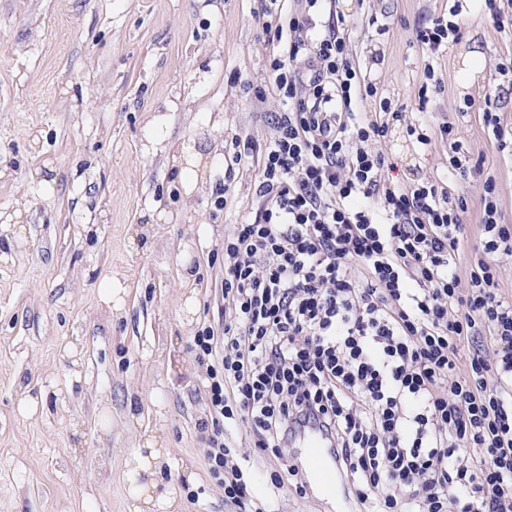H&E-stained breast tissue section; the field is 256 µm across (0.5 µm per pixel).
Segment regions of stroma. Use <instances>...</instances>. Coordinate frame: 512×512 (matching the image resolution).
I'll list each match as a JSON object with an SVG mask.
<instances>
[{
	"instance_id": "obj_1",
	"label": "stroma",
	"mask_w": 512,
	"mask_h": 512,
	"mask_svg": "<svg viewBox=\"0 0 512 512\" xmlns=\"http://www.w3.org/2000/svg\"><path fill=\"white\" fill-rule=\"evenodd\" d=\"M267 0H0V512H131L133 449L162 450L153 478L173 512H228L196 423L207 413L193 336L218 313L224 227L254 220L255 169L224 181L232 136L263 140L256 101L267 45L256 22ZM448 0H336L348 19L376 16L384 35L353 30L356 64L409 122L455 119L468 167L448 145L418 150L395 127L381 150L393 179H437L477 209L497 178L512 225V154L480 114L512 121V27L468 0L458 40L436 55L415 31ZM481 50L482 68L472 65ZM445 87L420 104L425 65ZM210 161L193 191L171 153ZM228 186L215 209V192ZM124 289V307L101 286Z\"/></svg>"
}]
</instances>
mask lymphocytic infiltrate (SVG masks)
Returning a JSON list of instances; mask_svg holds the SVG:
<instances>
[{
	"label": "lymphocytic infiltrate",
	"instance_id": "1",
	"mask_svg": "<svg viewBox=\"0 0 512 512\" xmlns=\"http://www.w3.org/2000/svg\"><path fill=\"white\" fill-rule=\"evenodd\" d=\"M269 0L264 144L225 147L226 181L256 167L257 217L224 234V312L193 349L206 366L198 424L209 472L236 512L254 501L237 452L248 437L300 485V432H323L354 512H512V300L498 290L512 225L487 176L476 254L464 196L404 185L379 143L403 112L354 60L349 25L328 0L283 14ZM459 6L418 27L437 53L461 33ZM305 58L306 69L296 65ZM376 113L362 112L367 100Z\"/></svg>",
	"mask_w": 512,
	"mask_h": 512
}]
</instances>
